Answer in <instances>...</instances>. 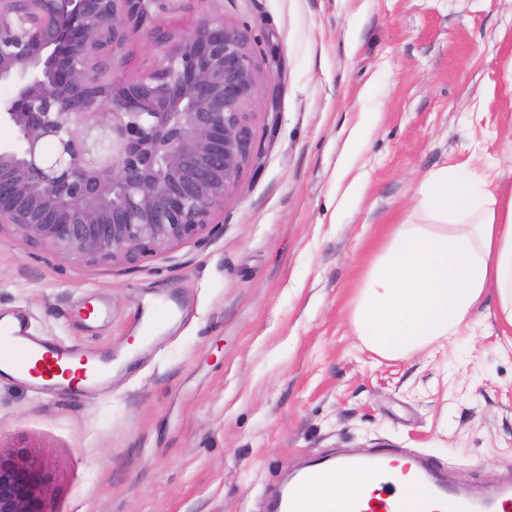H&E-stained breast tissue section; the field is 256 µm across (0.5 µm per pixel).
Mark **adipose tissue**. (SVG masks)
I'll list each match as a JSON object with an SVG mask.
<instances>
[{
	"instance_id": "1",
	"label": "adipose tissue",
	"mask_w": 512,
	"mask_h": 512,
	"mask_svg": "<svg viewBox=\"0 0 512 512\" xmlns=\"http://www.w3.org/2000/svg\"><path fill=\"white\" fill-rule=\"evenodd\" d=\"M490 298L512 325V191L473 172L432 169L364 278L354 332L379 355L403 358L450 340ZM374 487L371 477L339 470L305 486L292 512H318L321 502L340 505Z\"/></svg>"
}]
</instances>
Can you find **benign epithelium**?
<instances>
[{
	"label": "benign epithelium",
	"mask_w": 512,
	"mask_h": 512,
	"mask_svg": "<svg viewBox=\"0 0 512 512\" xmlns=\"http://www.w3.org/2000/svg\"><path fill=\"white\" fill-rule=\"evenodd\" d=\"M154 0H0V233L77 265H130L201 241L257 155L268 78L248 30L206 17L185 36ZM136 38L162 50L125 74ZM55 151L47 156L42 143ZM46 467L0 452V512H46Z\"/></svg>",
	"instance_id": "obj_1"
}]
</instances>
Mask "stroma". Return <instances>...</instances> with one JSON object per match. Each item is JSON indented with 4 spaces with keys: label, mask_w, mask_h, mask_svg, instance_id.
I'll return each instance as SVG.
<instances>
[{
    "label": "stroma",
    "mask_w": 512,
    "mask_h": 512,
    "mask_svg": "<svg viewBox=\"0 0 512 512\" xmlns=\"http://www.w3.org/2000/svg\"><path fill=\"white\" fill-rule=\"evenodd\" d=\"M247 28L271 78L224 222L139 266L0 239V317L113 354L91 391L0 377V447L48 467V512H265L310 459L390 447L512 483V327L480 316L400 359L351 324L365 268L429 170L512 187V0H155L182 34ZM178 306L142 344L148 308Z\"/></svg>",
    "instance_id": "stroma-1"
}]
</instances>
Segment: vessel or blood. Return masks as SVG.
I'll list each match as a JSON object with an SVG mask.
<instances>
[{
    "label": "vessel or blood",
    "instance_id": "vessel-or-blood-1",
    "mask_svg": "<svg viewBox=\"0 0 512 512\" xmlns=\"http://www.w3.org/2000/svg\"><path fill=\"white\" fill-rule=\"evenodd\" d=\"M75 365L72 384L92 390L106 381L111 356L97 355L59 345L33 335L21 318L0 319V373L27 386L54 385L63 365ZM398 462L396 453L387 448L364 455L325 460L312 466L310 476H323L340 468L372 475L379 489L349 501L344 512H402L400 497L390 490L392 474ZM406 469L417 496L411 512H512V485L497 487L485 498L474 499L470 492L442 480L428 460L408 459Z\"/></svg>",
    "mask_w": 512,
    "mask_h": 512
}]
</instances>
